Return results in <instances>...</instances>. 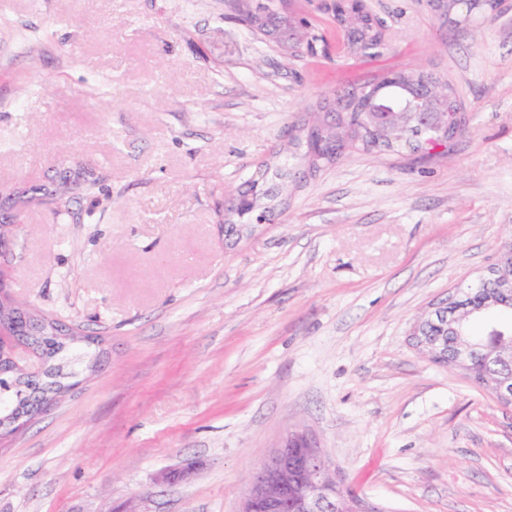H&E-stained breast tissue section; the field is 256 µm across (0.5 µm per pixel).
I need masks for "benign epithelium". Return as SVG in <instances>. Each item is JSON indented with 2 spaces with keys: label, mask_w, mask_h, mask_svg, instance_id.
Listing matches in <instances>:
<instances>
[{
  "label": "benign epithelium",
  "mask_w": 512,
  "mask_h": 512,
  "mask_svg": "<svg viewBox=\"0 0 512 512\" xmlns=\"http://www.w3.org/2000/svg\"><path fill=\"white\" fill-rule=\"evenodd\" d=\"M447 106L429 107L421 111L414 105L404 111L384 110L371 113L372 120L385 127L405 128L410 124L435 134L448 127ZM498 266L484 273L493 282L492 291L482 294L478 300L460 298L448 307L446 302L434 304L432 310L421 317L413 327V345L426 353L434 362L471 371L476 363H482L486 371L480 380L504 407L512 406V373H501L496 365L512 364V347H504L502 338L490 336L483 342H470L457 336L447 342L441 336L428 335L430 325H446L456 330L457 324L472 311L475 302L488 308L512 299V247L501 252ZM13 256L12 239L0 233V294L5 283L3 266ZM31 318V312L18 308L8 320H0V341L19 335L21 328ZM12 368L36 373L41 366L40 355L29 346L16 343L10 349ZM197 469L196 463L185 462L162 474L167 483L188 479ZM365 500L345 490L336 478L321 449L303 435L288 438L255 471L242 501L240 512H361Z\"/></svg>",
  "instance_id": "7a95c632"
}]
</instances>
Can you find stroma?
Masks as SVG:
<instances>
[{"instance_id":"obj_1","label":"stroma","mask_w":512,"mask_h":512,"mask_svg":"<svg viewBox=\"0 0 512 512\" xmlns=\"http://www.w3.org/2000/svg\"><path fill=\"white\" fill-rule=\"evenodd\" d=\"M296 2L324 41L288 60L232 0H0V192L25 198L8 291L105 350L0 437V512H238L291 435L384 512H512V409L410 339L512 245V0L453 24L365 0L373 60ZM400 70L453 87L444 151L291 161L285 209L227 233L225 200L310 107Z\"/></svg>"}]
</instances>
